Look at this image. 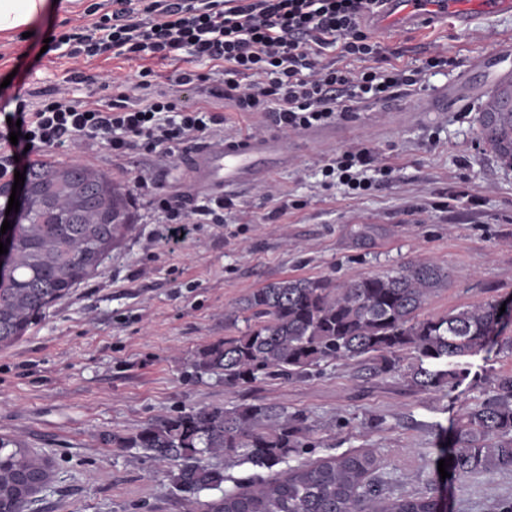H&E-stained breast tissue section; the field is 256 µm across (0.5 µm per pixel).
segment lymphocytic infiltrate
Here are the masks:
<instances>
[{"mask_svg":"<svg viewBox=\"0 0 512 512\" xmlns=\"http://www.w3.org/2000/svg\"><path fill=\"white\" fill-rule=\"evenodd\" d=\"M380 0H112L110 11L91 24H76L52 35L50 50L65 58L110 54L129 60H183L190 68L177 82L199 81L195 64L221 70L212 96L240 112H270L284 129L296 132L352 114L362 103L393 98L419 82L415 69L383 67L379 46L365 31L364 17ZM336 49L348 64L324 67V50ZM21 139L0 132V181L27 172L33 153L84 141L124 151L145 141L153 153L174 156L180 146L198 143L221 119L206 107H177L165 95L131 103L121 97L100 106L61 96L34 110L19 108ZM372 161L365 150L347 151L325 166V174L349 189H364ZM223 198L191 205L185 195L161 200L162 225L156 243L166 248L183 240L186 226L200 216L224 221Z\"/></svg>","mask_w":512,"mask_h":512,"instance_id":"obj_1","label":"lymphocytic infiltrate"}]
</instances>
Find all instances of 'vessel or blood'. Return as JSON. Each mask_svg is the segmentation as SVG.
Instances as JSON below:
<instances>
[{
    "label": "vessel or blood",
    "instance_id": "1",
    "mask_svg": "<svg viewBox=\"0 0 512 512\" xmlns=\"http://www.w3.org/2000/svg\"><path fill=\"white\" fill-rule=\"evenodd\" d=\"M512 11V0H474L471 8L459 0H383L373 22L377 28L398 24L415 29L444 19L468 27L473 13L492 15ZM346 126H321L302 132L300 141L321 148L347 140ZM297 154L287 137L275 133L214 140L194 148L183 160L195 193L228 195L266 182L287 168Z\"/></svg>",
    "mask_w": 512,
    "mask_h": 512
}]
</instances>
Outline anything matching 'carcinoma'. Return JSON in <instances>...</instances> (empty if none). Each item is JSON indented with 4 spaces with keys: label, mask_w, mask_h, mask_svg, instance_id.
<instances>
[{
    "label": "carcinoma",
    "mask_w": 512,
    "mask_h": 512,
    "mask_svg": "<svg viewBox=\"0 0 512 512\" xmlns=\"http://www.w3.org/2000/svg\"><path fill=\"white\" fill-rule=\"evenodd\" d=\"M489 149L512 166V85L493 95L481 117ZM11 231L9 264L0 276V347L19 339L36 316L95 275L126 231V194L103 172L42 162L25 179ZM445 278L422 262L349 283L288 277L252 292L243 303L246 330L210 344L192 361L198 372L244 387L261 376L301 381L328 362H354L376 377L401 371L423 391L462 383L463 359L487 350L503 324L499 303L420 317ZM300 412L276 403L203 406L153 420L119 441L175 465V488L197 496L218 490L207 512H445L443 498L384 497L370 482L368 452H348L289 465L310 447ZM265 469L232 488L215 459ZM450 481L512 471V374L501 375L463 407L453 445L441 451ZM285 464L284 470L277 466ZM50 462L18 438L0 436V512H16L50 478Z\"/></svg>",
    "instance_id": "carcinoma-1"
}]
</instances>
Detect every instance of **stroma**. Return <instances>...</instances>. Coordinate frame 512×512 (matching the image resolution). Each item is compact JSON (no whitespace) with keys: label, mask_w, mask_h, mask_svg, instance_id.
<instances>
[{"label":"stroma","mask_w":512,"mask_h":512,"mask_svg":"<svg viewBox=\"0 0 512 512\" xmlns=\"http://www.w3.org/2000/svg\"><path fill=\"white\" fill-rule=\"evenodd\" d=\"M94 0L49 15L30 37L0 38V81L21 88V99L0 97V114L51 97L71 60L42 54L50 34L66 31ZM389 63L415 67L441 53L447 65L429 70L423 88L395 99L405 106L465 81L496 89L512 83V12L474 15L467 29L449 22L420 30L372 31ZM493 73L474 60L495 48ZM151 74L138 84L142 68ZM179 62L130 61L121 56L82 61L86 83L75 96L104 105L173 93L182 106L204 104L223 115L210 138L253 129L275 131L265 112H238L205 90L177 86ZM485 96L460 110L430 112L378 129L366 105L350 124L354 134L319 153H300L288 170L241 190L220 224H192L174 251L156 249L161 197L191 195L180 161L158 162L141 146L113 154L76 143L41 153L44 161L87 165L127 190L129 230L90 279L48 308L13 345L0 348V435L16 436L49 457L52 477L25 512H204L216 494L175 491L170 464L152 460L118 439L150 420L191 408L274 402L308 418L314 443L308 459L367 451L378 460L374 480L386 492L438 495L447 512H494L512 498V473L473 475L463 489L436 474L463 405L475 402L500 374L512 372V323L490 351L469 360L470 373L453 389L421 391L401 372L372 377L358 365L334 362L300 381L260 378L230 388L221 375L195 371L196 353L238 335L228 314L253 291L286 278L344 283L432 261L448 280L422 314L435 317L470 305L512 298V169L484 143ZM368 150L379 164L367 189L351 191L326 176L327 160L345 150ZM146 186L136 187L137 177Z\"/></svg>","instance_id":"35a3bbf8"}]
</instances>
